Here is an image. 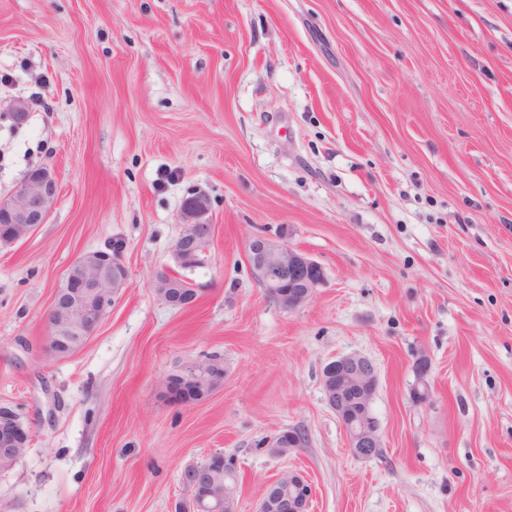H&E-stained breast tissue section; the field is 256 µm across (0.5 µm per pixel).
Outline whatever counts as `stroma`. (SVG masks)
<instances>
[{
    "label": "stroma",
    "mask_w": 512,
    "mask_h": 512,
    "mask_svg": "<svg viewBox=\"0 0 512 512\" xmlns=\"http://www.w3.org/2000/svg\"><path fill=\"white\" fill-rule=\"evenodd\" d=\"M1 75L0 197L39 166L58 191L0 246V406L31 430L0 512H174L219 452L238 512L290 471L310 512H512V0H0ZM197 191L212 263L178 309L154 277ZM255 235L323 267L308 303L266 296ZM106 248L126 288L50 356L66 267ZM351 353L379 377L367 461L322 386ZM210 355L223 386L172 401ZM290 426L307 446L269 455ZM206 374L202 361L190 362L183 366L178 374L169 376L164 384L170 390L176 386L180 387L184 393L180 398L185 402L200 401L204 399L206 392L199 393L196 384L197 380Z\"/></svg>",
    "instance_id": "stroma-1"
}]
</instances>
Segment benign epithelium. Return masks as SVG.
<instances>
[{"label": "benign epithelium", "instance_id": "benign-epithelium-1", "mask_svg": "<svg viewBox=\"0 0 512 512\" xmlns=\"http://www.w3.org/2000/svg\"><path fill=\"white\" fill-rule=\"evenodd\" d=\"M58 184L54 172L40 167L7 197L0 198V243L10 245L46 223ZM207 200L197 196L185 212L186 223L172 245L173 265L155 276V287L167 305L190 308L199 298L195 280L182 279L181 270L195 267L198 257L210 256L213 225L206 219ZM251 270L268 298L286 310L296 309L314 296L325 280L322 266L302 255L282 238L255 235L248 241ZM128 280V270L110 250L81 254L66 268L48 313L49 352L62 356L80 349L106 318ZM206 375L202 362H190L169 376L165 386L180 387L185 402L204 399L197 380ZM326 401L340 420L350 454L358 460L378 456L383 447L379 424L372 411L378 389L375 364L360 354L340 356L322 370ZM29 441V428L20 414L0 407V469L7 470L21 459ZM307 441L300 427H289L269 439L265 447L292 451ZM286 488L288 512H309L312 486L300 472L278 477ZM190 512H237L236 493L223 492L209 483L194 482L187 488Z\"/></svg>", "mask_w": 512, "mask_h": 512}]
</instances>
